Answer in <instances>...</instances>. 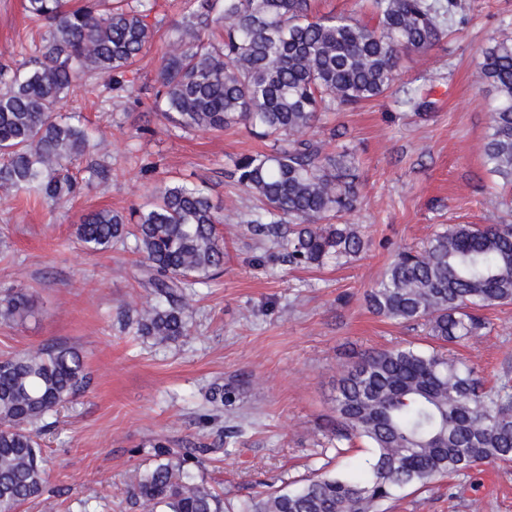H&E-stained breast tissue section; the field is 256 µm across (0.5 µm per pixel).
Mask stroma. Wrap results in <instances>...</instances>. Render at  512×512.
<instances>
[{
  "instance_id": "1",
  "label": "stroma",
  "mask_w": 512,
  "mask_h": 512,
  "mask_svg": "<svg viewBox=\"0 0 512 512\" xmlns=\"http://www.w3.org/2000/svg\"><path fill=\"white\" fill-rule=\"evenodd\" d=\"M180 0H158L156 34L129 73L133 102L105 80L68 102L94 133L76 164L75 200L49 209L0 195V293L23 288L37 315L0 324V356L63 341L83 354L90 386L53 417L42 435L49 482L17 512H141L133 489L157 462V443L181 451L210 447L185 470L221 495L225 512L283 487L359 466L368 448L336 455L327 432L336 382L364 351L404 342L429 349L424 324L396 325L373 314L367 291L399 250L421 247L441 226L512 224V193L487 174L483 144L493 95L479 66L496 31L512 24V0H458L432 50L402 56L384 96L325 113L313 137L325 152L351 153L360 205L347 215L365 242L357 260L319 268L272 262L243 221L254 203L232 184L236 159L267 151L241 127L221 132L171 128L147 106L158 86V58L182 22ZM24 0H0V62L37 55ZM432 104L405 106L413 90ZM110 168L109 179L93 176ZM156 166L224 203V268L196 286L186 336L166 344L135 335L122 313L145 301L144 262L122 248L86 251L75 227L100 209L123 211L150 198ZM486 336L456 346L487 383L512 382V304L486 310ZM238 385L233 405L212 402V387ZM381 512H512V464H490L430 487H408Z\"/></svg>"
}]
</instances>
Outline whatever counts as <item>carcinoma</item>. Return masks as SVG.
Masks as SVG:
<instances>
[{
	"mask_svg": "<svg viewBox=\"0 0 512 512\" xmlns=\"http://www.w3.org/2000/svg\"><path fill=\"white\" fill-rule=\"evenodd\" d=\"M438 0H373L375 24L313 14L312 0H185L186 20L164 49L153 108L184 130L239 125L273 141V151L240 157L228 177L260 203L246 232L278 248L272 260L296 267L356 257L364 241L352 224L329 220L359 202L356 164L310 137L320 116L383 96L401 56L437 46ZM153 0H26L28 17L50 27L41 57L0 64V193L33 195L53 207L81 185L70 165L90 147L80 116L63 112L78 81L98 75L134 96L126 74L154 39ZM483 84L495 92L483 156L490 175L512 184V36L483 51ZM223 205L204 188L161 180L153 201L102 209L77 225L92 251L120 246L143 257L153 298L133 310L136 333L158 343L189 330L186 289L224 266ZM373 313L424 321L439 345L374 350L338 381L333 430L339 442L372 449L362 476L317 477L245 503L241 512H379L395 492L443 476L512 462V385L485 387L446 346L483 335L474 310L512 303V224H452L419 251H403L366 295ZM35 314L28 293L0 299V323ZM88 384L80 351L42 344L0 359V512H16L48 482L39 433ZM207 448L163 450L138 480L142 512H224L218 494L184 473Z\"/></svg>",
	"mask_w": 512,
	"mask_h": 512,
	"instance_id": "cac0c4a2",
	"label": "carcinoma"
}]
</instances>
